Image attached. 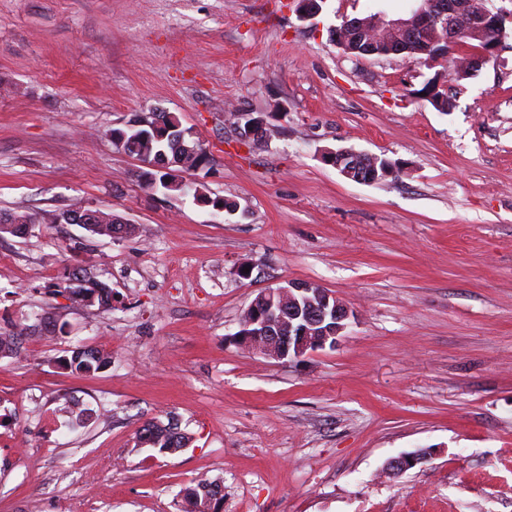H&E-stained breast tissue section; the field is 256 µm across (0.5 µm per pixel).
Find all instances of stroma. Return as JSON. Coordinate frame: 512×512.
<instances>
[{"label": "stroma", "mask_w": 512, "mask_h": 512, "mask_svg": "<svg viewBox=\"0 0 512 512\" xmlns=\"http://www.w3.org/2000/svg\"><path fill=\"white\" fill-rule=\"evenodd\" d=\"M483 3L503 46L446 82V113L420 94L433 69L330 39L414 0H324L312 21L292 0H0V213L81 206L130 227L0 236V512H180L201 475L224 487L219 512H512V0ZM154 108L211 154L186 192L142 189L109 135ZM233 110L279 135L240 142ZM339 148L398 173L348 179L323 160ZM72 273L111 306L65 289ZM290 281L355 318L335 347L277 362L234 335ZM76 347L111 366L71 375ZM171 418L186 447L140 446ZM85 282V284H67L66 289H70L73 295L80 297L82 301L90 303L97 300L99 305L106 306L112 303V291L105 285L99 282H90V280H77ZM90 284V285H86Z\"/></svg>", "instance_id": "1"}]
</instances>
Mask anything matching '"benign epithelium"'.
<instances>
[{"label": "benign epithelium", "instance_id": "1", "mask_svg": "<svg viewBox=\"0 0 512 512\" xmlns=\"http://www.w3.org/2000/svg\"><path fill=\"white\" fill-rule=\"evenodd\" d=\"M415 6L405 17L392 18L383 12L369 17L345 20L334 28L336 46L344 49L347 42L358 41V35L382 34L380 45L364 52L366 56L401 55L413 44L419 45L421 63L434 67L449 57L459 38L466 36L480 42L476 52L460 63L471 71L493 61L501 47L504 29L502 15L494 13L474 0L462 4L459 0H414ZM323 160L344 176L363 183H375L392 175L387 168L377 167L379 157L351 148L324 152ZM288 294V302L278 301ZM262 294L267 304L261 327L270 346L259 343L260 335L245 337L252 350L273 360L297 358L309 350L334 345L353 317L349 306L323 288L307 282H290L286 286L266 288ZM426 460L423 453L407 454L391 459L387 470L400 475Z\"/></svg>", "mask_w": 512, "mask_h": 512}]
</instances>
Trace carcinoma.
I'll use <instances>...</instances> for the list:
<instances>
[{
    "mask_svg": "<svg viewBox=\"0 0 512 512\" xmlns=\"http://www.w3.org/2000/svg\"><path fill=\"white\" fill-rule=\"evenodd\" d=\"M454 80L462 81L469 78V73L460 71L456 66L442 67L435 71L434 75L427 80V83L446 81L448 76ZM155 122L167 129L175 130V135L160 137L148 127H137L126 124L123 128L112 129V140L120 145L123 150L136 157L143 163H152L159 159H165L168 163L174 164L181 172L193 171L199 167L204 168L209 163V156L197 140L186 137L180 129V122L172 112L159 110L154 113ZM141 185L148 190L174 191L183 189V184L178 176L166 172L157 171L145 167L139 172ZM63 215L61 210H45L35 214V217L27 218L22 223H12L10 227L3 230L11 234L24 232L30 224H57ZM91 219L93 224L89 230L99 236L114 237L122 233L126 225L122 224L119 217L102 210L92 211ZM71 293L80 297L81 300L106 306L112 303V291L104 284L92 282L86 284H67ZM254 308L243 313L240 320V332L248 335L255 328L254 321L258 313L263 310V301L256 297L253 299ZM112 362V357L95 348L79 347L72 350L69 358L65 359L66 366L77 374H85L97 371ZM138 439L141 445L157 448L162 453L173 454L183 447L186 441V434L180 430L178 423L169 421H151L144 424L138 431ZM220 484L214 481L202 480L195 487L185 491L184 502L186 512H217L216 504L219 500L216 488Z\"/></svg>",
    "mask_w": 512,
    "mask_h": 512,
    "instance_id": "1",
    "label": "carcinoma"
}]
</instances>
